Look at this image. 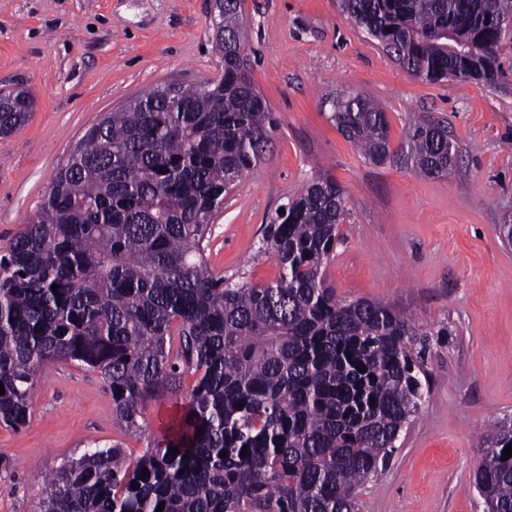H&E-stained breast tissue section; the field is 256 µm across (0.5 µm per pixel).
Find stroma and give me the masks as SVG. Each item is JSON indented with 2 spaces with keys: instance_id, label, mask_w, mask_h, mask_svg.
<instances>
[{
  "instance_id": "1",
  "label": "stroma",
  "mask_w": 512,
  "mask_h": 512,
  "mask_svg": "<svg viewBox=\"0 0 512 512\" xmlns=\"http://www.w3.org/2000/svg\"><path fill=\"white\" fill-rule=\"evenodd\" d=\"M212 0H0V90L27 88L35 110L0 137V254L34 217L60 164L107 113L163 83L221 75ZM251 78L279 125L258 165L225 195L205 255L214 274L265 284L258 254L277 209L319 172L344 187L350 216L325 270L339 297L378 300L430 331L429 391L385 469L359 490V512H483L480 444L512 418V85L424 82L399 67L336 0H244ZM381 103L392 143L415 112L447 120L461 153L424 178L365 160L330 121L331 101ZM194 382L149 398L139 431L112 411L99 372L59 362L37 377L31 417L0 425V512H34L66 456L117 445L139 456L178 416Z\"/></svg>"
}]
</instances>
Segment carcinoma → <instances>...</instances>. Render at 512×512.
Masks as SVG:
<instances>
[{"instance_id": "obj_1", "label": "carcinoma", "mask_w": 512, "mask_h": 512, "mask_svg": "<svg viewBox=\"0 0 512 512\" xmlns=\"http://www.w3.org/2000/svg\"><path fill=\"white\" fill-rule=\"evenodd\" d=\"M241 2L213 0L224 74L205 91L157 85L108 113L0 256L1 425L26 426L36 378L53 362L99 372L129 430L149 397L197 376L157 445L135 459L97 445L63 460L36 512H357L359 488L425 399L416 344L429 332L383 302L338 298L323 276L349 216L331 174L266 226L258 253L276 256L278 279L208 268L213 217L279 125L248 75ZM337 5L417 79L505 83L500 52L512 34L500 21L512 19V0ZM33 109L26 90L1 96L0 135L21 130ZM330 120L365 159L423 177L448 175L459 154L444 121L426 113L392 146L387 112L362 93L336 96ZM483 441L493 451L475 489L485 512H512V456L502 460L512 419Z\"/></svg>"}]
</instances>
